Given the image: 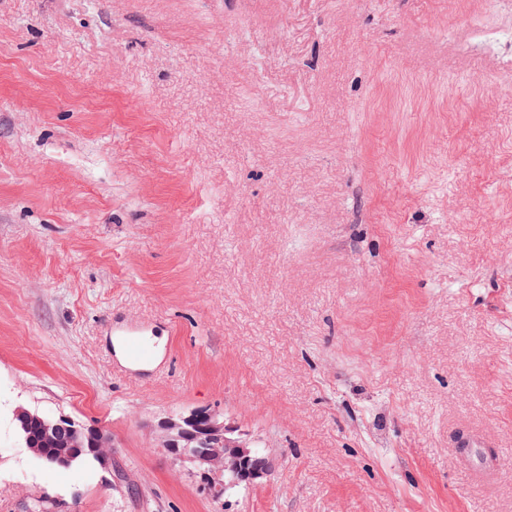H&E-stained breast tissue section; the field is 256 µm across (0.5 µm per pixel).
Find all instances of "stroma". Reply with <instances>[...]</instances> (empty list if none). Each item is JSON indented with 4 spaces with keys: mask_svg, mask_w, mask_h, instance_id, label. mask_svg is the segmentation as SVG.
<instances>
[{
    "mask_svg": "<svg viewBox=\"0 0 512 512\" xmlns=\"http://www.w3.org/2000/svg\"><path fill=\"white\" fill-rule=\"evenodd\" d=\"M510 75L512 0H0V512H512ZM199 406L260 484L161 449ZM112 331H119L124 339V355L129 364L133 366L151 365L156 358L153 346L145 339L146 332L140 329L112 328ZM14 420L25 447L53 465H68L88 450L95 458L83 454L68 468L95 463L94 460L102 469L112 467L108 451V448L114 447L112 436L101 428H88L65 415L47 416L24 407L16 409ZM86 442L89 448H84ZM42 448H52V454L44 453ZM160 429V447L175 462L188 463L190 471L200 476L204 491L215 499L236 485L254 487L270 472L268 458L256 460L257 441L210 407L171 414L161 421ZM230 472L236 479L226 483ZM478 441L463 439L458 448L460 467L468 470L475 481L483 484L492 483L496 477L493 470H489L482 461V448Z\"/></svg>",
    "mask_w": 512,
    "mask_h": 512,
    "instance_id": "obj_1",
    "label": "stroma"
}]
</instances>
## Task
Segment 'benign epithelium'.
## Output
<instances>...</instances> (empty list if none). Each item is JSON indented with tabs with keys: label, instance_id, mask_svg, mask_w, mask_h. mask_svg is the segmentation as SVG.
Masks as SVG:
<instances>
[{
	"label": "benign epithelium",
	"instance_id": "7a95c632",
	"mask_svg": "<svg viewBox=\"0 0 512 512\" xmlns=\"http://www.w3.org/2000/svg\"><path fill=\"white\" fill-rule=\"evenodd\" d=\"M14 420L26 448L55 465H67L84 451L92 453L103 469L112 467V436L65 416H47L24 407ZM160 448L174 461L189 464L200 476L204 491L215 499L230 487L258 485L269 474L271 461L257 460V441L227 422L209 407L171 414L160 423Z\"/></svg>",
	"mask_w": 512,
	"mask_h": 512
}]
</instances>
